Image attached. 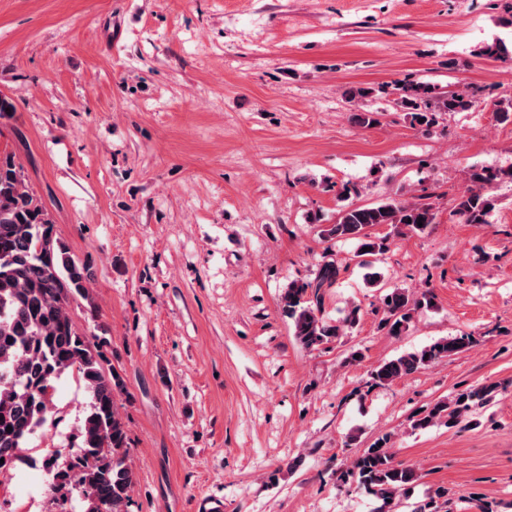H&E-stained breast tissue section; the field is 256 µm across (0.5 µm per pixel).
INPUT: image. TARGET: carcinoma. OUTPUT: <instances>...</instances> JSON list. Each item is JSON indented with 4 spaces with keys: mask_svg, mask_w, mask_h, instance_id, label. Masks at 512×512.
I'll list each match as a JSON object with an SVG mask.
<instances>
[{
    "mask_svg": "<svg viewBox=\"0 0 512 512\" xmlns=\"http://www.w3.org/2000/svg\"><path fill=\"white\" fill-rule=\"evenodd\" d=\"M399 90L397 104L414 126L432 125L440 112H467L475 107L468 93L438 92L429 83H408ZM505 175L512 177V171L472 173L471 185L456 199L453 215L466 224L487 223L495 208L487 188ZM354 192L352 187H342L336 221L321 234L330 240L355 241L358 266L370 270L368 282L379 288L383 278L378 267L389 244L388 237L374 235V228L389 225L398 235L422 233L435 223L436 213L432 203L421 199L387 198L370 206L357 205L349 202ZM340 272V266L329 258L314 279L292 281L280 295L279 306L305 350L328 348L361 319L358 306L340 320L324 316L326 291L336 285ZM89 280L88 268L70 255L48 210L25 186L23 166L14 155L0 154V459H4L0 472L13 467L30 436L46 422L56 382L71 372L90 393V408L80 425L77 451L63 460L49 459L54 470L49 495L63 503L75 491L83 512H128L134 473L126 464L127 433L116 407V397L125 385L108 366L100 338L81 331L69 314L71 303L90 301ZM381 303V326L399 336L409 328L416 311L434 304V295L428 290L415 294L391 288ZM471 343L467 334L441 337L418 351L378 364L371 378L378 386L389 385ZM496 389L491 383L440 400L415 413L411 428L424 430L438 422L454 427L473 409L486 406ZM9 426L10 432L6 431ZM389 441L386 435L374 440L349 467L336 471L337 482L354 484L384 501L410 492L420 474L396 460Z\"/></svg>",
    "mask_w": 512,
    "mask_h": 512,
    "instance_id": "obj_1",
    "label": "carcinoma"
}]
</instances>
